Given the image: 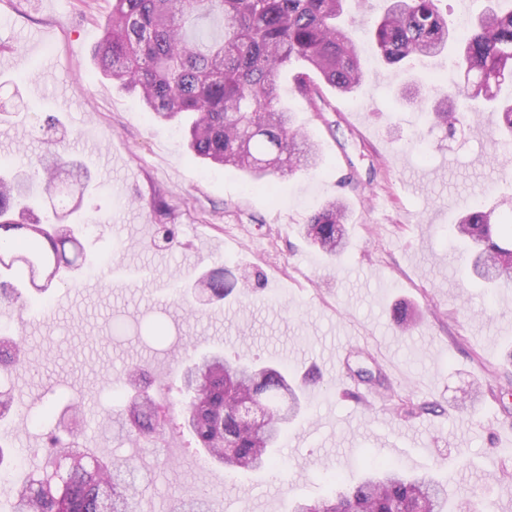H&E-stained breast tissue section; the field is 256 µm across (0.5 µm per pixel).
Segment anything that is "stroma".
<instances>
[{"instance_id":"obj_1","label":"stroma","mask_w":512,"mask_h":512,"mask_svg":"<svg viewBox=\"0 0 512 512\" xmlns=\"http://www.w3.org/2000/svg\"><path fill=\"white\" fill-rule=\"evenodd\" d=\"M111 13L112 0H0V164L47 155V132L91 176L63 204L90 225L79 239L92 269L49 296L18 284L19 302L0 305V331L25 338L24 368L0 375L14 396L0 440L18 473L40 466L54 431L132 461L140 512H174L191 495L216 512H288L331 496L327 474L352 485L375 460L448 482L449 507L512 512V394L500 391L512 380V284L487 292L452 233L475 203L512 217V155H493L496 114L468 113L450 132L413 107V80L444 58L409 72L368 60L371 77L353 95L323 88L321 113L285 84L322 163L256 186L189 154L181 127L151 121L103 75L95 56ZM157 194L163 218L150 206ZM337 196L350 205L338 259L299 229ZM163 222L181 248L153 246ZM220 265L248 271L251 289L200 301L194 281ZM402 306L417 316L407 332L394 320ZM211 351L297 380L318 369L272 467L210 462L177 413L149 443L122 430L129 367H146L155 398L179 405L181 367ZM49 401L77 403L78 418H41ZM426 402L435 411L405 414Z\"/></svg>"}]
</instances>
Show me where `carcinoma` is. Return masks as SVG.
I'll return each mask as SVG.
<instances>
[{
	"label": "carcinoma",
	"mask_w": 512,
	"mask_h": 512,
	"mask_svg": "<svg viewBox=\"0 0 512 512\" xmlns=\"http://www.w3.org/2000/svg\"><path fill=\"white\" fill-rule=\"evenodd\" d=\"M347 0H112V19L97 54L101 71L138 92L155 121L191 119L187 147L209 163L231 166L251 182L272 175L315 171L321 163L317 145L296 126L281 103L277 79L292 72L294 90L311 104L323 100L325 84L347 96L368 72L359 44L344 23ZM440 0H387L381 18L368 30L382 59L397 65L435 57L456 44L455 65L466 84L457 93L471 112L500 114V144L512 145V7L487 0L470 30L457 35L438 6ZM412 103L428 110L452 131L463 116L426 96ZM68 169L61 186L56 172ZM84 168L57 151L53 163L28 165L0 175V270L14 271L44 294L65 282L79 265L67 256L77 243V225L43 224L35 214L36 182L49 195L86 187ZM347 208L340 198L326 201L302 225L304 237L327 256L349 248ZM468 248L474 275L488 287L512 280V222L492 228L491 214L472 207L454 225ZM198 290L222 299L232 292L224 269L204 275ZM24 367V337H0V373ZM188 401L183 426L199 447L231 470L258 471L276 462L273 448L300 409L299 391L275 368L203 357L181 374ZM269 408L264 424L238 418V408L253 399ZM166 425L161 404L143 392L129 402L124 426L136 439L152 440ZM49 458L68 461L67 470H43L12 488L9 512H138L137 491L128 480L126 462H98L88 453L51 438ZM333 496L294 502L289 512H447L448 488L431 477H409L388 462L369 464L352 488L341 485Z\"/></svg>",
	"instance_id": "cac0c4a2"
}]
</instances>
